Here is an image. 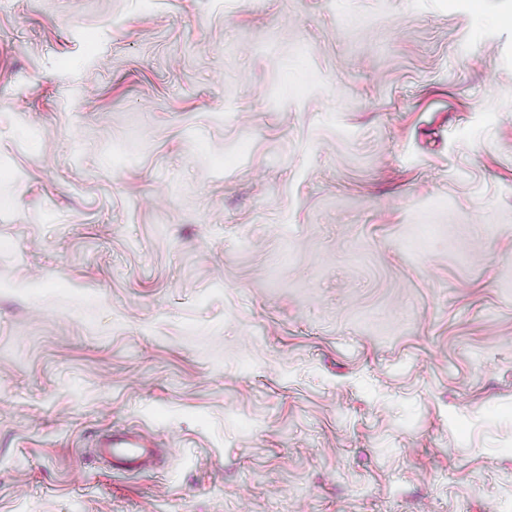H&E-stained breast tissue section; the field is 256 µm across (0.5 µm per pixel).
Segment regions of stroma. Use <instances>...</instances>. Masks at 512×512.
Wrapping results in <instances>:
<instances>
[{"label":"stroma","instance_id":"1","mask_svg":"<svg viewBox=\"0 0 512 512\" xmlns=\"http://www.w3.org/2000/svg\"><path fill=\"white\" fill-rule=\"evenodd\" d=\"M0 512H512V0H0ZM94 448L99 458L112 464V470L124 473L151 470L159 451L156 439L141 429L131 434H113Z\"/></svg>","mask_w":512,"mask_h":512}]
</instances>
